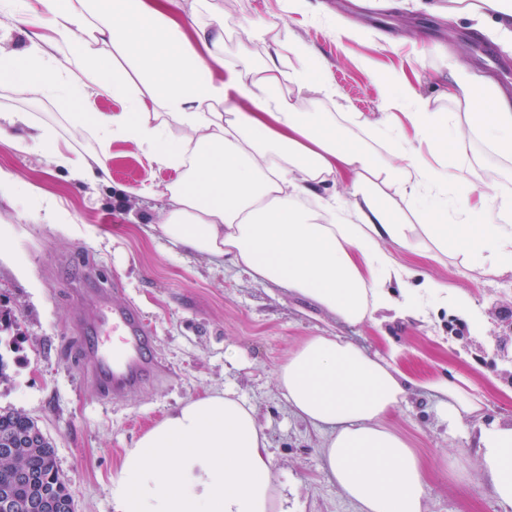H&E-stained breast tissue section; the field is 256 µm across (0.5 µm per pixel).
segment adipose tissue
Listing matches in <instances>:
<instances>
[{"mask_svg":"<svg viewBox=\"0 0 512 512\" xmlns=\"http://www.w3.org/2000/svg\"><path fill=\"white\" fill-rule=\"evenodd\" d=\"M179 0H0V13L36 26L0 76L23 73L14 89L61 99L87 91L122 102L118 112L68 114L71 128L93 131L95 152L67 155L39 128L74 180L107 168L113 140L144 146L145 157L178 172L166 185L158 229L172 245L231 257L350 324L380 326L381 312L424 322L422 298L480 327L469 297L414 272L385 249H458L465 265L512 271V193L473 169L449 165L442 141L456 131L447 112L397 82L383 117L361 112H305L300 95L336 88L304 66L285 68L281 54L250 64L248 45L264 24L238 33L235 62L224 60V22L181 17ZM448 14L487 26L512 41V0H454ZM195 30L187 40L183 28ZM118 50L125 66L115 65ZM442 99L465 104L469 135L512 159V95L490 77L448 66ZM289 84L296 96L281 95ZM493 111H485V104ZM408 109L415 139L398 134ZM180 137H173L172 128ZM344 194H327L328 184ZM418 218L403 223L394 200ZM401 353L370 355L340 336H311L279 365L278 389L293 412L327 433L322 456L357 512H426L427 478L409 441L386 418L410 387L437 398V412L459 428L481 406L460 377L417 378ZM480 472L502 512H512V423L479 427ZM268 439L254 406L232 391L179 405L126 449L112 476L113 512H288L271 468Z\"/></svg>","mask_w":512,"mask_h":512,"instance_id":"1","label":"adipose tissue"}]
</instances>
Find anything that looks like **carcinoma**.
<instances>
[{
	"instance_id": "cac0c4a2",
	"label": "carcinoma",
	"mask_w": 512,
	"mask_h": 512,
	"mask_svg": "<svg viewBox=\"0 0 512 512\" xmlns=\"http://www.w3.org/2000/svg\"><path fill=\"white\" fill-rule=\"evenodd\" d=\"M32 433L36 438L18 444L12 455L0 457V490L9 487L21 496L35 497L47 489L59 499L71 497L66 482L59 475L51 443L37 437L38 423L18 410L0 409V442L11 436L26 437ZM22 470L37 472L40 483L32 486L15 484L14 476Z\"/></svg>"
}]
</instances>
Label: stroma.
<instances>
[{"mask_svg": "<svg viewBox=\"0 0 512 512\" xmlns=\"http://www.w3.org/2000/svg\"><path fill=\"white\" fill-rule=\"evenodd\" d=\"M205 7L224 16L225 58L237 53L239 27L249 21L269 28L265 41L250 47L252 64L291 44L307 47V55L289 57V65L328 77L339 92L331 101L308 94V112H381L397 74L422 96L434 95L447 83L452 60L512 88V45L470 19L450 24L409 0L398 8L371 0L361 8L355 0H182L186 15ZM346 22L359 32L342 40L337 28ZM74 107L121 109L93 92L71 104L0 83V111L25 112L33 125L52 127L60 148L93 152L92 138L72 134L67 114ZM443 150L451 163L498 170L512 190V161L492 157L479 139H468L461 150L450 140ZM107 167L104 180L78 184L51 148L19 152L0 142V169L25 186L0 196V309L11 311L18 325L17 337H0L8 363L0 406L38 422L77 512H112V476L125 450L180 402L227 388L256 406L290 512H357L325 466L324 432L297 417L276 385L277 365L310 336H341L372 354L396 346L415 375H463L483 403L485 422L512 421V363L492 355L498 345L512 352L511 272L466 267L453 252L431 260L397 250L409 267L469 297L481 313L480 330H468L465 320L444 311L425 323L391 313L378 328L351 326L286 288L255 279L232 259L188 253L159 237L152 226L165 204L162 191L178 174L146 163L134 143L113 141ZM49 200L60 208L59 223L42 219ZM90 273L107 284L124 282L153 326L164 366L144 388L112 402L85 378L73 349L71 325L82 305L77 292ZM390 424L428 466V512H501L482 485L475 449L463 431L440 419L430 392L411 389Z\"/></svg>", "mask_w": 512, "mask_h": 512, "instance_id": "obj_1", "label": "stroma"}]
</instances>
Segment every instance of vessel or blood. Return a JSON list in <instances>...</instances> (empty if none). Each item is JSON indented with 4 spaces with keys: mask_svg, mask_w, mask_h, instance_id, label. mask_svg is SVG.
<instances>
[{
    "mask_svg": "<svg viewBox=\"0 0 512 512\" xmlns=\"http://www.w3.org/2000/svg\"><path fill=\"white\" fill-rule=\"evenodd\" d=\"M74 320L82 365L103 399L112 401L144 387L163 369L151 331L120 286L82 289Z\"/></svg>",
    "mask_w": 512,
    "mask_h": 512,
    "instance_id": "1",
    "label": "vessel or blood"
}]
</instances>
